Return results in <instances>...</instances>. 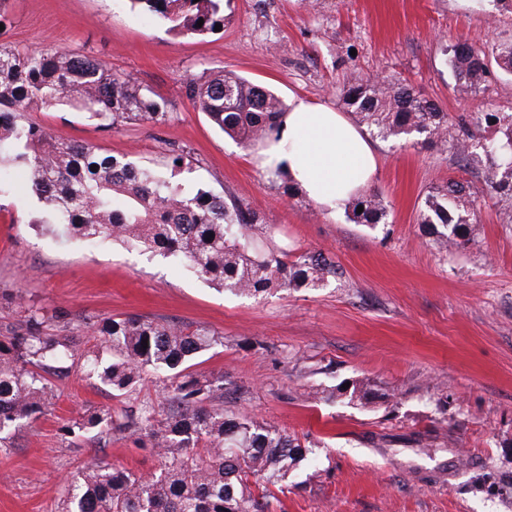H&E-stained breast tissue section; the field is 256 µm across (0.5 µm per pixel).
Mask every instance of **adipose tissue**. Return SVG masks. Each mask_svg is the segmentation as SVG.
Here are the masks:
<instances>
[{
  "label": "adipose tissue",
  "instance_id": "adipose-tissue-1",
  "mask_svg": "<svg viewBox=\"0 0 512 512\" xmlns=\"http://www.w3.org/2000/svg\"><path fill=\"white\" fill-rule=\"evenodd\" d=\"M262 156L332 215L370 186L379 168L368 136L345 113L298 97L282 116L279 144L263 149Z\"/></svg>",
  "mask_w": 512,
  "mask_h": 512
}]
</instances>
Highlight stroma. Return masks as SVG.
Segmentation results:
<instances>
[{
    "mask_svg": "<svg viewBox=\"0 0 512 512\" xmlns=\"http://www.w3.org/2000/svg\"><path fill=\"white\" fill-rule=\"evenodd\" d=\"M494 56L512 43L506 0H226L224 28L185 37L130 0H11L0 44L96 57L150 86L171 117L101 129L81 113L34 109L26 121L163 170L185 150L174 182L204 184L262 216L290 255L321 252L338 273L319 288H275L253 299L221 293L186 268L118 244L62 242L29 228L25 199L0 198V324L20 305L95 320L143 315L221 334L195 365L224 376V409L275 425L315 449L319 481L291 478L270 512H512V224L487 185V164L464 166L449 145L372 138L373 192L388 221L327 215L303 193L285 196L252 147L225 136L182 91L185 80L227 70L276 91L340 108L350 78L398 79L436 102L449 122L512 114V77L491 68L481 92L453 90L450 45ZM480 191L462 246L439 250L417 221L424 195L448 180ZM369 385L370 408L314 394ZM130 400L71 373L37 421L0 454V512H57L67 475L95 458L134 470L149 451L120 435L82 448L59 429Z\"/></svg>",
    "mask_w": 512,
    "mask_h": 512,
    "instance_id": "stroma-1",
    "label": "stroma"
}]
</instances>
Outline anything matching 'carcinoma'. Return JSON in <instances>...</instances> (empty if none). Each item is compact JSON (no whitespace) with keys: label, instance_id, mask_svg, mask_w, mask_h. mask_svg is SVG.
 <instances>
[{"label":"carcinoma","instance_id":"carcinoma-1","mask_svg":"<svg viewBox=\"0 0 512 512\" xmlns=\"http://www.w3.org/2000/svg\"><path fill=\"white\" fill-rule=\"evenodd\" d=\"M131 3L182 35L202 36L224 24V0ZM493 63L512 75V46L491 62L473 44L451 45L448 67L455 92L477 95ZM183 90L214 126L245 145L279 132L286 111L277 94L232 72L192 75ZM340 99L346 111L384 140L421 137L449 144L467 163L485 157L491 188L504 202L502 223L512 224V114L477 113L475 125L505 127L503 137L477 146L472 124L448 123V113L402 82L352 78ZM31 107L80 111L104 129L161 124L167 111L150 88L112 72L97 58L0 45V171L24 175V189L36 200L33 228L65 239L143 248L240 296L316 288L336 273L335 262L322 253L290 260L288 253L258 243L256 232L267 231L268 225L242 203L206 186L185 192L126 156L55 139L25 121ZM475 203L471 185L450 179L424 197L418 220L446 248L457 244L460 229L473 220ZM348 212L357 224L387 223V208L377 193L353 197ZM68 326L67 314L33 303L23 307L16 322L0 327V453L21 424L44 413L52 397L49 376L72 368H84L118 396L135 393L146 372L163 374L170 409L163 413L148 401H135L119 416L101 409L62 427L64 439L76 448L84 439L125 433L148 443L157 460L146 473L103 458L86 463L64 488L63 512H268L272 489L287 488L301 466L320 476L316 459L297 439L247 414L224 412V375L191 371L195 360L224 344L215 331L156 317L85 320L76 326L88 345L81 351L75 337L61 334Z\"/></svg>","mask_w":512,"mask_h":512}]
</instances>
